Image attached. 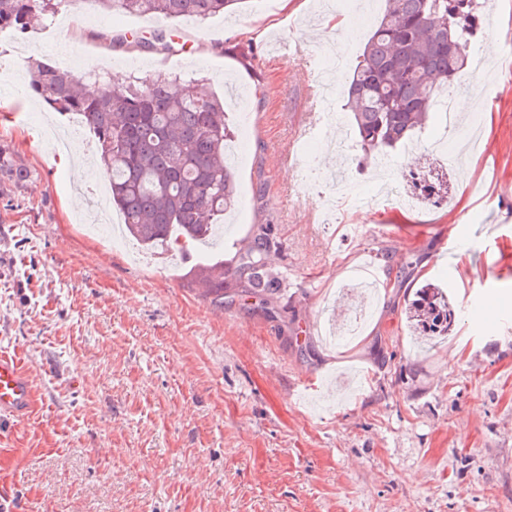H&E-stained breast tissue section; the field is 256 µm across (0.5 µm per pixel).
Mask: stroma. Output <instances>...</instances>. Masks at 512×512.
<instances>
[{
  "instance_id": "35a3bbf8",
  "label": "stroma",
  "mask_w": 512,
  "mask_h": 512,
  "mask_svg": "<svg viewBox=\"0 0 512 512\" xmlns=\"http://www.w3.org/2000/svg\"><path fill=\"white\" fill-rule=\"evenodd\" d=\"M304 2L156 18L185 52L109 44L144 19L94 0L79 22H39L88 46L107 80L160 73L223 99L243 147L224 245L166 264L78 223L66 202L104 180L85 164L96 144L32 92L28 69L49 51L26 36L0 43V145L32 172L0 205V355L20 361L34 394L26 421L0 431V512H512V73L471 74L482 94L461 120L480 146L454 144L459 165L441 162V112L416 151H391L401 197L429 169L448 183L440 204L346 205L338 232L319 220L332 175L364 189L373 167L361 148H318L306 191L293 145L311 125L322 140L351 134L315 124L312 55L331 42L360 54L386 3L352 32L320 30ZM483 16L477 50L511 54L512 0H490ZM261 224L280 290L264 308L212 306L201 269L233 263ZM428 282L456 311L431 343L406 314ZM357 303L368 306L361 334L337 339Z\"/></svg>"
}]
</instances>
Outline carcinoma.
<instances>
[{"instance_id": "1", "label": "carcinoma", "mask_w": 512, "mask_h": 512, "mask_svg": "<svg viewBox=\"0 0 512 512\" xmlns=\"http://www.w3.org/2000/svg\"><path fill=\"white\" fill-rule=\"evenodd\" d=\"M114 12L203 21L239 0H98ZM61 0H0V29L17 35L57 11ZM478 0H387L347 81V109L365 153L394 148L429 119L438 91L469 64L468 47L481 30ZM31 90L53 110L77 113L100 146L112 203L128 233L155 256H189L215 234L234 208L236 180L224 162L232 137L224 109L206 84L184 85L159 75L150 81L103 83L87 96L81 77L50 61L30 66ZM31 172L0 146L3 186L19 188ZM269 227L261 224L251 249L235 262L242 293L265 303L274 282L264 269ZM207 296L224 307V261L210 266ZM409 324L430 339L446 336L454 310L426 283L409 304Z\"/></svg>"}]
</instances>
